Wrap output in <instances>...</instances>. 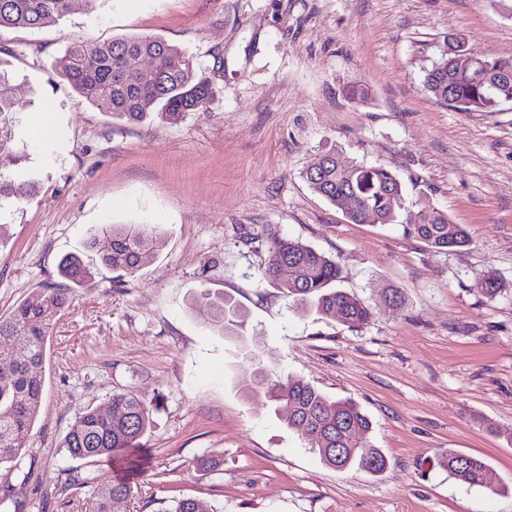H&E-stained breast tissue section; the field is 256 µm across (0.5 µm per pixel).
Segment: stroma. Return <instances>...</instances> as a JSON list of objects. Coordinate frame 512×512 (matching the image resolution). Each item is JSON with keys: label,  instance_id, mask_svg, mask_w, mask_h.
Segmentation results:
<instances>
[{"label": "stroma", "instance_id": "1", "mask_svg": "<svg viewBox=\"0 0 512 512\" xmlns=\"http://www.w3.org/2000/svg\"><path fill=\"white\" fill-rule=\"evenodd\" d=\"M471 52L512 55V0H108L65 21L0 31L18 80L8 127L35 172L28 200L0 211V316L56 282L82 253L92 275L72 286L46 344L33 457L0 474L18 512H80L86 487L61 442L76 413L131 392L152 406L135 498L115 512H162L190 497L211 512H512V104L460 112L423 86L449 35ZM157 37L194 57L216 96L207 112L139 123L78 103L57 69L69 42ZM358 83L367 102L347 99ZM47 112L57 138L32 141ZM399 175L408 211L424 204L464 225L471 242L427 247L404 214L354 224L303 178L317 154ZM154 225L165 239L136 276L114 278L88 249L101 224ZM333 257L341 289L373 311L351 330L289 306L263 279L269 228ZM492 270L506 289L482 295ZM208 288L248 315L245 342L206 328L188 307ZM400 301L386 305L387 289ZM351 398L371 422L384 472L338 470L308 450L263 396L254 368ZM481 456L490 487L450 477L447 449ZM202 458L218 461L199 469Z\"/></svg>", "mask_w": 512, "mask_h": 512}]
</instances>
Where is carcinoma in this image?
Segmentation results:
<instances>
[{
    "mask_svg": "<svg viewBox=\"0 0 512 512\" xmlns=\"http://www.w3.org/2000/svg\"><path fill=\"white\" fill-rule=\"evenodd\" d=\"M72 0H0V29H30L60 21L71 11ZM156 60L157 76L145 79L136 69L143 56ZM448 53L426 70L423 85L440 105L461 112H496L512 103V56L488 53L467 71L447 64ZM62 76L79 103H88L114 117L136 123L156 112L176 120L187 112H206L215 98L212 82L198 73L193 57L159 38L125 37L111 41L77 40L67 47ZM17 76L0 59V208L34 195L37 180L30 172L10 173L15 144L6 117L14 112ZM310 189L342 211L354 224H390L405 209L401 178L382 165L345 162L334 152L318 155L305 171ZM355 196L359 205L345 208ZM411 233L430 248L444 252L470 244L468 232L448 214L427 204L408 212ZM111 239L101 252V264L121 276H133L160 252L164 242L151 224H101L91 232V244ZM263 277L295 305L331 316L350 330L369 321L371 308L336 287L339 264L326 254L303 246L277 231L270 232ZM61 277L79 284L90 269L77 254L58 264ZM475 287L490 298L503 291L498 275L488 270ZM67 304L64 288H45L19 304L6 318L0 316V467H20L42 403L44 379L40 372L50 330ZM190 309L201 323L224 336L244 337L245 311L231 298L207 290L196 295ZM244 357L255 366L243 385L247 395L262 394L288 428L307 442L309 450L333 468L356 466L371 474L387 466L384 454L366 440L371 428L367 416L351 399L331 400L311 384L282 377L263 366L251 350ZM151 426L150 404L126 392H114L103 407H86L74 417L62 442L73 459L90 466L122 458L126 468L139 467L136 450ZM449 476L469 487L488 486L489 467L481 457L450 448L439 455ZM57 487L91 485L93 477L63 471ZM134 496L133 482L114 480L111 490L93 488L83 502L84 512H111L110 500Z\"/></svg>",
    "mask_w": 512,
    "mask_h": 512,
    "instance_id": "1",
    "label": "carcinoma"
}]
</instances>
